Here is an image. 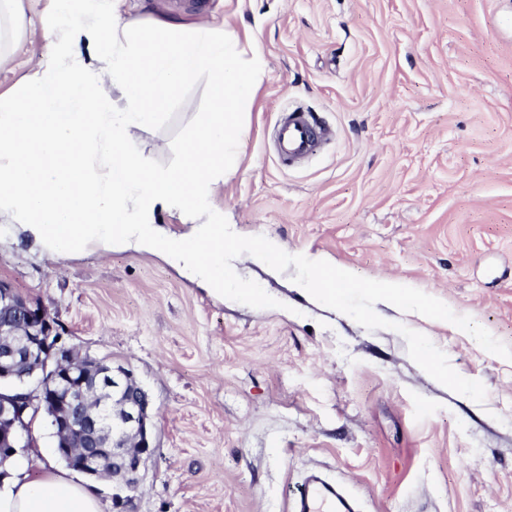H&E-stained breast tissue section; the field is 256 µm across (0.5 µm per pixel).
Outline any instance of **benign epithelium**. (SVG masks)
Masks as SVG:
<instances>
[{
    "mask_svg": "<svg viewBox=\"0 0 512 512\" xmlns=\"http://www.w3.org/2000/svg\"><path fill=\"white\" fill-rule=\"evenodd\" d=\"M0 309L10 310L16 319L9 329L0 330V381L12 378L17 371L41 385L51 364L65 377L79 368L76 351L59 344L58 332L47 310L30 307L18 292L0 284ZM93 386L81 381L65 389V403L56 412L57 437L62 447L79 428L75 417L83 419L89 430V442L79 458V468L91 478L100 476L103 459L95 447L98 435L107 438L112 460V507L114 512H132V503L144 479L148 461L155 448L153 405L148 392L139 384L133 371L112 364L98 365ZM42 395L37 391L12 397L0 395V452H18L33 444L31 423L23 420L27 410L39 411Z\"/></svg>",
    "mask_w": 512,
    "mask_h": 512,
    "instance_id": "benign-epithelium-1",
    "label": "benign epithelium"
}]
</instances>
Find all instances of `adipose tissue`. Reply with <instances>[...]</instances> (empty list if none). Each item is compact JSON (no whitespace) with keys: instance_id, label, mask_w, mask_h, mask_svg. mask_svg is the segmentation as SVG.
I'll return each instance as SVG.
<instances>
[{"instance_id":"1","label":"adipose tissue","mask_w":512,"mask_h":512,"mask_svg":"<svg viewBox=\"0 0 512 512\" xmlns=\"http://www.w3.org/2000/svg\"><path fill=\"white\" fill-rule=\"evenodd\" d=\"M55 2L56 68L32 65L16 92L0 95V224L53 257L154 253L223 297L222 242L234 233L210 199L237 169L245 110L266 77L258 36L204 23L147 30L124 17L123 0ZM203 74L210 109L196 115L178 164L159 167L142 135ZM160 211L190 233H164ZM45 459L34 446L9 466L0 512H103L90 484Z\"/></svg>"}]
</instances>
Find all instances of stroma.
I'll use <instances>...</instances> for the list:
<instances>
[{
    "mask_svg": "<svg viewBox=\"0 0 512 512\" xmlns=\"http://www.w3.org/2000/svg\"><path fill=\"white\" fill-rule=\"evenodd\" d=\"M49 5L22 0L37 34L0 63L1 94L29 60L54 65ZM123 9L258 31L267 76L215 204L239 241L281 246L269 265L225 251L220 300L156 256L52 257L0 225V281L153 399L135 512H284L314 467L360 512H512V0ZM298 106L334 138L286 167L272 132ZM208 107L201 77L144 134L145 154L174 166ZM309 255L347 271L335 301L308 294ZM387 279L410 304L374 298ZM431 302L442 315L420 316Z\"/></svg>",
    "mask_w": 512,
    "mask_h": 512,
    "instance_id": "1",
    "label": "stroma"
}]
</instances>
